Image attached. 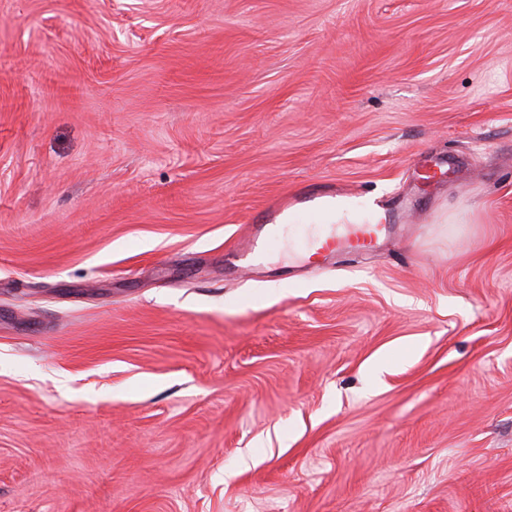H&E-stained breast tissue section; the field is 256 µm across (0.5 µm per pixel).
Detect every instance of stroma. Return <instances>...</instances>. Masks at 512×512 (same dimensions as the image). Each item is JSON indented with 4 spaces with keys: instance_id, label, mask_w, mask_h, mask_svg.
Instances as JSON below:
<instances>
[{
    "instance_id": "1",
    "label": "stroma",
    "mask_w": 512,
    "mask_h": 512,
    "mask_svg": "<svg viewBox=\"0 0 512 512\" xmlns=\"http://www.w3.org/2000/svg\"><path fill=\"white\" fill-rule=\"evenodd\" d=\"M0 512H512V0H0ZM266 224H259L255 228V233L252 238V243L248 249L244 250H234L231 251L228 255V258L232 263L238 264V267L251 266L254 262H256L263 254L270 251L272 247L276 245V239L272 238L268 240L264 246H260L258 243L259 239V229L265 226ZM317 228L312 235L302 234L303 246H312L323 239L319 250L331 249L338 252L340 245L347 243L353 250H370L386 233L385 224H313ZM342 229V230H340Z\"/></svg>"
}]
</instances>
